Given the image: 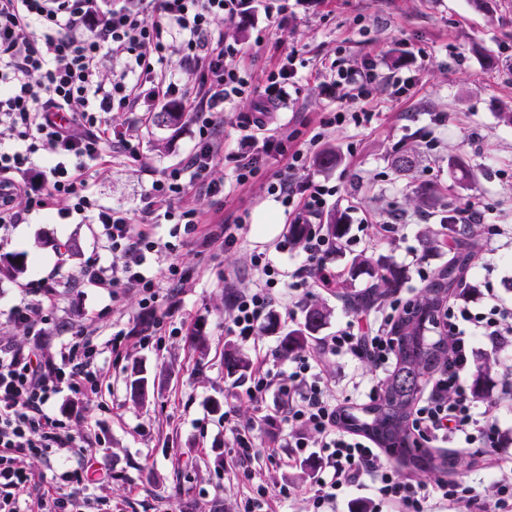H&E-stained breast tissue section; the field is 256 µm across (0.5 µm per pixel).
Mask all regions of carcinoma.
I'll return each mask as SVG.
<instances>
[{
	"instance_id": "carcinoma-1",
	"label": "carcinoma",
	"mask_w": 512,
	"mask_h": 512,
	"mask_svg": "<svg viewBox=\"0 0 512 512\" xmlns=\"http://www.w3.org/2000/svg\"><path fill=\"white\" fill-rule=\"evenodd\" d=\"M183 113L175 108H166L151 115L155 127L176 131L180 128ZM446 237H456L455 225L442 222ZM325 232L339 241L348 232V225L342 217L331 215ZM444 237V238H446ZM444 238L426 235L425 251L434 252L443 247ZM474 247L460 241L456 245L453 260L448 262L426 288L422 289L413 302L398 317L393 327L396 365L383 384L381 396L372 404L354 413L344 411L343 424L354 431L364 433L376 440L389 454L411 464L421 473L438 477L448 474L457 466L453 457L434 456L425 448L415 446L407 428L411 406L416 401L423 382L439 370L448 354V341L443 337L433 338L437 315L443 300L463 285L466 272L473 259ZM26 272L24 255L0 254V277L18 279ZM366 274L376 280L364 292L346 295L347 304L354 310L371 309L385 301L400 288L406 278L405 271L397 266L373 262L366 256L352 260L351 275ZM330 310L321 304L306 309L304 321L296 328L279 336L280 356L287 359L304 350L314 335L328 322ZM499 364L488 359L477 370L474 381V397L485 396L487 383L496 373ZM251 358L235 344H224V374L237 383L251 372ZM130 397L142 402L147 396V380L136 376L129 382Z\"/></svg>"
}]
</instances>
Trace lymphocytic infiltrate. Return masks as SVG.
Returning <instances> with one entry per match:
<instances>
[{"label": "lymphocytic infiltrate", "mask_w": 512, "mask_h": 512, "mask_svg": "<svg viewBox=\"0 0 512 512\" xmlns=\"http://www.w3.org/2000/svg\"><path fill=\"white\" fill-rule=\"evenodd\" d=\"M245 7L246 0H158L159 16L150 20L144 0H0V239L32 213L63 206L65 215L99 225L107 248L122 258L108 266L89 262L80 281L115 294H139L149 304L158 302L160 282L147 269L146 257L165 262L174 251L170 242L152 233L158 217L183 224L185 235L202 247L235 245L243 225L217 224L199 231L198 211L184 201L183 173L191 171L199 190L216 192L209 171L221 148L219 114L255 92L247 71L233 65L238 50L225 43L223 33L224 21ZM174 44L185 63L202 73L195 94L159 69ZM330 69L334 87L347 88L355 102L369 98L379 80L373 60L360 70L336 62ZM175 96L189 105L199 134L196 151L184 167L163 172L152 182L137 218L101 204L89 190L91 171L110 167L113 142L122 141L125 151L133 149L113 126V113ZM299 136L294 130L279 142L289 171L268 192L296 223L307 225L303 261L287 273L267 253L251 254L262 277L237 292L225 322L227 331L245 342L262 333L281 284H288L299 300L315 276L336 278L330 266L336 244L318 223L328 190L312 181L296 185L290 176L304 167L320 137L312 135L298 148L294 142ZM54 309L52 282L32 284L27 298L8 314L31 333L32 347L0 342V512H21L20 498L30 490L39 493L38 512H67L68 502L46 488L42 477L15 468L14 462L61 450L83 460L91 442L67 427L54 402L66 390L98 391L100 358L132 337L120 330L102 339L92 322L71 334L56 354L46 353L43 327ZM393 320L390 313L372 320L352 317L336 334L323 337L312 355L293 357L287 370L269 369L252 378L248 396L274 401L258 426L287 429L284 445L291 461L315 449L317 464L307 494L316 512H337L348 491L358 486L366 487L387 512H512V429L477 412L469 382L481 348L496 355L512 349V303L492 291L481 309L467 297L449 300L437 323L448 340V362L428 381L410 415V429L423 447L458 444L486 457L498 476L483 493L458 481L425 485L400 478L368 436L340 425L343 403L317 372L319 359L366 358L388 370L395 358Z\"/></svg>", "instance_id": "f902f5d3"}]
</instances>
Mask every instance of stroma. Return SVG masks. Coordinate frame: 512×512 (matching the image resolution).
I'll return each instance as SVG.
<instances>
[{"label":"stroma","instance_id":"obj_1","mask_svg":"<svg viewBox=\"0 0 512 512\" xmlns=\"http://www.w3.org/2000/svg\"><path fill=\"white\" fill-rule=\"evenodd\" d=\"M250 4L247 14L224 22L223 29L225 42L240 50L235 64L250 73L257 93L227 107L219 138L226 152L264 151L263 173L236 185L229 164L219 156L211 163L210 178L223 185V192L187 196L202 224L237 220L247 230L234 248L202 253L192 239L175 234L173 221L156 224V237L176 246L173 261L180 286L160 303L161 308H173V315L153 331L148 343L132 340L119 356L105 354L99 393L66 392L54 404L70 416L76 432L88 434L94 482L84 486L62 481L55 456L28 457L21 463L23 469L40 473L59 496L94 499L96 512H183L189 504L195 512H239L246 498L260 494L271 512H278L276 494L283 486L295 491L288 512H313L302 493L311 477L289 466L280 436L266 432L257 439L262 481L255 484L240 473L223 417L224 410L235 409L237 424L248 427L258 414L246 383H232L223 365L224 344L230 339L224 322L232 297L241 284L259 277L249 257L273 252L282 270L290 271L300 255L296 248L277 251L293 218L268 192L288 163L272 144L290 131L300 130L306 138L322 133L320 149H336L340 156L333 168L309 164L294 175L296 183L315 181L330 188L326 210L342 214L349 226V242L340 244L332 258L336 269L348 271L360 254L386 260L406 272L397 298L415 297L422 287L416 259H426L432 276L448 262L445 253H425L422 231L439 229L452 207L482 197L493 206L491 222L508 225L509 231L490 244L478 241L465 281L476 287L489 282L512 302V125L501 118L512 111V0H485L480 9L470 0H288L284 12L278 11L277 0ZM290 52L295 60L284 64ZM335 59L355 70L375 60L382 74L399 68L415 75L416 84L400 95L377 84L364 106L374 115L371 124L348 121L323 133L320 119L339 103L327 71ZM283 65L288 68L285 102L271 113L264 130L248 136L239 117L253 112L269 73ZM164 105L148 101L136 113L113 116L114 125L137 145L139 156L133 159L113 148L109 169L90 182L101 204L137 214L152 181L180 167L196 149L199 134L191 122H183L175 134L150 128L149 116ZM409 148L416 150L417 161L403 176L391 162ZM456 162L471 170V181H457L452 171ZM423 184L439 189L427 206L416 199ZM385 222L398 224L397 233L373 238L371 225ZM18 252L26 253L28 269L18 279H0L1 342L21 347L30 342L28 331L10 322L8 312L26 297L31 283L44 277L56 286L55 310L44 331L48 347L92 320L106 339L116 329H151L155 316L140 296L114 297L78 283L87 261L112 262L99 226L37 212L0 241V254ZM310 302L331 311L321 330L325 336L335 334L353 315L335 293L321 288L312 289L305 303L281 294L273 311L282 325L291 327L302 320ZM199 335L207 342L203 354L194 348ZM319 367L330 387L349 395L350 407L369 405L368 392L379 373L368 361L329 357ZM136 369L148 380V396L140 405L126 390ZM216 401L221 411L213 410Z\"/></svg>","mask_w":512,"mask_h":512}]
</instances>
